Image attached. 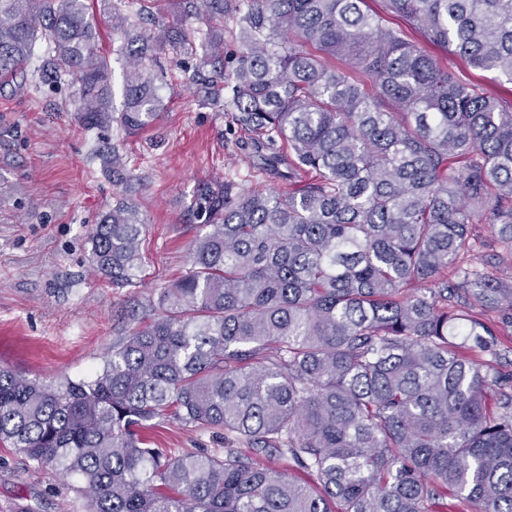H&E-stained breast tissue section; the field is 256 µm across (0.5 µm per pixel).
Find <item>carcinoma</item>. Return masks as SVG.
<instances>
[{
  "mask_svg": "<svg viewBox=\"0 0 512 512\" xmlns=\"http://www.w3.org/2000/svg\"><path fill=\"white\" fill-rule=\"evenodd\" d=\"M102 2L121 105L88 0H0V80L32 66L38 86L77 87L83 128L129 136L159 117L170 55L263 160L288 156V189L200 182L189 270L98 371L47 383L0 366V443L79 476L90 512H449L450 497L512 512V376L473 310L512 324V280L467 260L477 224L512 254V98L425 48L512 83V0H181L205 28L157 37L137 21L150 6ZM97 158L123 181L115 148ZM145 226L130 195L103 212L94 275L134 285ZM168 410L224 430V455L151 447ZM432 51L438 56L443 66L448 68L449 74L455 77L466 76L479 84L487 92L502 94L504 89L503 85L512 88V85L507 84L505 81H496L485 73L469 68L459 56L450 53L447 54L444 50L437 48H433Z\"/></svg>",
  "mask_w": 512,
  "mask_h": 512,
  "instance_id": "cac0c4a2",
  "label": "carcinoma"
}]
</instances>
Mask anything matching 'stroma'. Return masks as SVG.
I'll return each instance as SVG.
<instances>
[{
  "instance_id": "stroma-1",
  "label": "stroma",
  "mask_w": 512,
  "mask_h": 512,
  "mask_svg": "<svg viewBox=\"0 0 512 512\" xmlns=\"http://www.w3.org/2000/svg\"><path fill=\"white\" fill-rule=\"evenodd\" d=\"M164 108L135 137L80 126L68 84H0V365L43 382L89 377L119 338L137 327L160 292L189 268L204 228L190 215L200 180L242 188L287 187L288 164L261 171L233 113L205 103L199 86L180 85V66L163 60ZM115 144L137 186L147 221L140 283L115 288L90 270L89 236L122 187L104 175L97 148ZM153 447L175 455L223 453L220 430L154 419ZM78 477L38 471L0 446V512H89Z\"/></svg>"
}]
</instances>
